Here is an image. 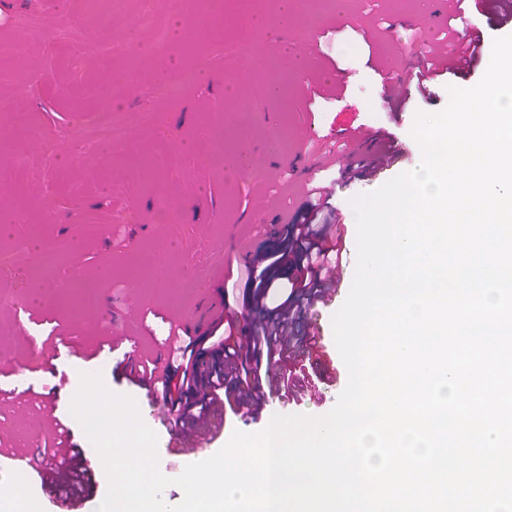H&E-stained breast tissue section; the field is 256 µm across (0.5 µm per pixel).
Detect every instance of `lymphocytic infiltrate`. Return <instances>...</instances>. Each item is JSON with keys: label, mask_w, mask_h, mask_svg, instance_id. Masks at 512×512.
Masks as SVG:
<instances>
[{"label": "lymphocytic infiltrate", "mask_w": 512, "mask_h": 512, "mask_svg": "<svg viewBox=\"0 0 512 512\" xmlns=\"http://www.w3.org/2000/svg\"><path fill=\"white\" fill-rule=\"evenodd\" d=\"M289 232L301 254L281 304L269 309L263 300L268 288L266 272L279 266L283 257L257 248L250 260L253 273L234 300V312L215 320L208 335L188 329L175 334L176 362L162 364L151 352L143 353L137 373L155 396L170 405L172 428L204 418L219 404L244 416L249 406L259 405L269 384L294 403L318 392L320 375L310 371L304 360L307 336L301 326L309 309L335 284L342 253L329 237V225L304 222L290 225ZM211 348L219 350L224 366L204 375L200 357Z\"/></svg>", "instance_id": "f902f5d3"}]
</instances>
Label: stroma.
<instances>
[{
  "instance_id": "obj_1",
  "label": "stroma",
  "mask_w": 512,
  "mask_h": 512,
  "mask_svg": "<svg viewBox=\"0 0 512 512\" xmlns=\"http://www.w3.org/2000/svg\"><path fill=\"white\" fill-rule=\"evenodd\" d=\"M155 10L165 29L180 36L157 44L142 27L143 6ZM224 26L199 25L171 0H125L111 28L98 22L95 0H59L44 11L42 0H0V44L14 61L0 72V100L26 114L28 130L12 133L0 118V216L21 213L0 228V263L27 269L31 288L0 287V358L21 363L24 385L49 394L70 429L81 461L92 468L72 512H96L107 491L101 459L69 411L81 373L101 374L113 393L133 397L159 442L168 432L149 414L143 391L125 378L121 351L101 348L76 363L69 337L98 342L113 327L135 336L165 339L169 320L188 311L191 330L205 333L224 313L227 273L244 275L242 260L256 231L290 253L286 224L306 210V186L321 179L331 189L327 208L355 227L352 197L378 189L415 170L422 158L412 136L417 114H436L449 102V87L475 86L490 54L466 77L444 75L429 95L412 92L391 103L380 70L410 80L427 56L434 29L444 28L448 0H332L296 11L287 24L264 27V46L254 50L251 16L227 5ZM485 44L512 34L499 0H478L467 15ZM121 55L107 59L105 49ZM137 60L127 71L123 56ZM199 78L177 101L159 87L183 69ZM118 88L105 104L97 88ZM111 109L127 124L124 143L97 141L94 120ZM373 132L367 142L329 154L323 137L354 128ZM288 148L273 149L280 130ZM397 153L392 167L350 177L348 154ZM165 159L145 178L135 158ZM140 310L127 317L125 303ZM344 386L322 384V403H273L254 420L226 414L218 452L234 431L263 430L277 414L321 416ZM41 411L0 405V446L25 444ZM18 488L29 512H56L49 486L37 475L4 469L0 486Z\"/></svg>"
}]
</instances>
